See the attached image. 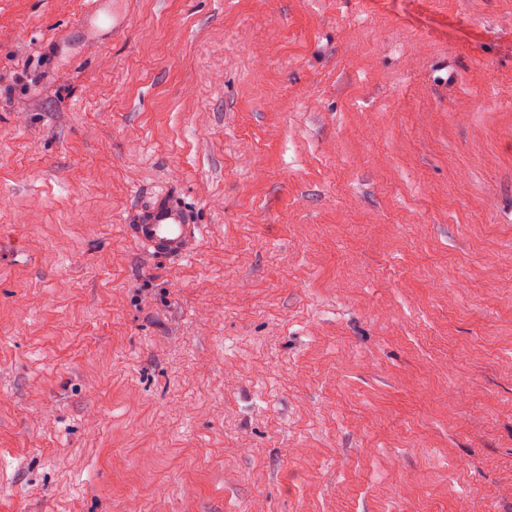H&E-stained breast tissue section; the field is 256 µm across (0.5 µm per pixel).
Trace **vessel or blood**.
Wrapping results in <instances>:
<instances>
[{
	"label": "vessel or blood",
	"mask_w": 512,
	"mask_h": 512,
	"mask_svg": "<svg viewBox=\"0 0 512 512\" xmlns=\"http://www.w3.org/2000/svg\"><path fill=\"white\" fill-rule=\"evenodd\" d=\"M195 230L189 212L177 201L166 198L141 212L129 227L132 237L156 257L173 259L191 253Z\"/></svg>",
	"instance_id": "1"
}]
</instances>
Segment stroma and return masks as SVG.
I'll return each mask as SVG.
<instances>
[{
	"instance_id": "stroma-1",
	"label": "stroma",
	"mask_w": 512,
	"mask_h": 512,
	"mask_svg": "<svg viewBox=\"0 0 512 512\" xmlns=\"http://www.w3.org/2000/svg\"><path fill=\"white\" fill-rule=\"evenodd\" d=\"M101 8L0 0V512H512V0ZM132 237L157 258H183L193 249L196 225L189 212L172 199L160 198L129 224Z\"/></svg>"
}]
</instances>
